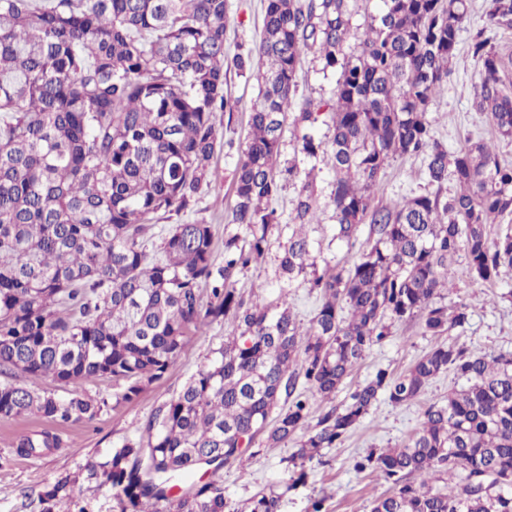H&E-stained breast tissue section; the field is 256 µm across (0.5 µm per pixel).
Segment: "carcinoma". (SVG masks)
<instances>
[{
    "mask_svg": "<svg viewBox=\"0 0 512 512\" xmlns=\"http://www.w3.org/2000/svg\"><path fill=\"white\" fill-rule=\"evenodd\" d=\"M370 0H267L264 37L233 59L256 73L258 98L236 167L232 223L215 268L211 225L175 224L150 243L158 216L193 209L214 174L216 113L224 97L227 0H0V420L38 416L91 421L107 406L72 391L12 381L22 373L69 386L110 378L130 403L161 379L191 338L229 319L231 336L182 389L155 408L139 435L86 480L112 491L118 512H280L306 483V464L342 442L383 396L418 399L451 371L465 384L429 404L409 441L358 457L354 467L390 485L371 512H512V352L439 345L403 374L378 368L347 404L314 415L351 370L399 323L421 316L439 336L468 322V305L442 303L448 262L464 252L474 281L512 271V165L493 145L448 150L429 118L448 83L470 0H377L348 45L352 19ZM485 26L468 43L481 68L477 111L512 140V51L485 35L512 29V0H484ZM317 48L337 75L334 130L326 151L312 133L322 104L291 111L298 70ZM292 120L297 150L323 155L334 173V238L350 242L369 225V250L349 267L318 269L305 228L316 199L302 188L280 269L288 281L311 272L323 302L307 328L277 297L247 302L236 272L259 263L280 224L269 201L279 190L280 139ZM425 155L433 192L394 207L374 204L391 161ZM452 196L442 194L448 180ZM296 442L281 490L239 505L217 473L255 453L258 435ZM56 434H23L21 457L61 447ZM200 470L205 482L186 483ZM461 474L446 493L433 472ZM77 478L62 474L37 497L36 512H84Z\"/></svg>",
    "mask_w": 512,
    "mask_h": 512,
    "instance_id": "carcinoma-1",
    "label": "carcinoma"
}]
</instances>
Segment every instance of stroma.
Listing matches in <instances>:
<instances>
[{
  "mask_svg": "<svg viewBox=\"0 0 512 512\" xmlns=\"http://www.w3.org/2000/svg\"><path fill=\"white\" fill-rule=\"evenodd\" d=\"M264 0H227V29L224 52V94L232 108L218 116L219 138L214 158L215 175L205 185L195 212L170 214L162 226L187 224L195 216H204L213 226V259L216 266L224 264V238L238 233L232 222L235 202L232 179L234 170L246 148L249 112L258 94V83L252 73L236 70L235 55L259 44L263 37ZM447 86L435 98L431 118L436 137L449 149L461 147L466 140H482L495 144L501 161L512 163V141L497 139L486 113L476 111L471 90L480 80V67L467 52V43H460ZM336 77L323 74L315 54H308L299 72L295 105L305 102H326L333 98ZM297 132L285 125L281 142V160L293 164L296 176L281 180L280 190L270 202L282 223L289 222L303 185H310L318 201L319 221L307 229L319 263L336 265L355 260L368 247L369 227L361 225L353 246L339 244L332 238L335 223L330 202L332 176L321 159H310L297 153ZM426 164L420 157L399 158L390 163L384 177V190L376 195L378 205L394 206L428 191ZM270 250L264 261L238 272L235 287L245 298L264 295L275 298L285 295L302 323H309L322 299L313 290L306 276L285 282L279 276L280 246L288 239L287 231L273 227L269 234ZM466 260L456 257L448 266L450 288L446 303L465 302L469 306V322L440 336L423 334L419 320L394 328L382 344L374 346L337 392L335 404L347 402L349 394L383 367L399 374L418 358L440 344L457 343L492 354L512 352V279L482 283L470 281L465 274ZM236 325L228 320L213 322L204 333L191 339L181 356L171 364L158 381L146 385L132 403L112 405L115 392L112 380L104 378L82 384L81 389L97 399H108L109 405L93 420L58 425L37 416L0 421V512H32L30 503L39 491L57 474L82 473L86 464L104 460L112 448L118 447L143 426L154 409L179 392L187 379L205 363L212 351L225 339L237 335ZM453 373L440 374L427 386L417 400L391 405L379 400L355 430L336 447L325 449L323 464H310L305 486L288 494L281 512H305L310 499L324 498L326 512H370L375 499L386 496L390 486L380 477L359 473L353 468L357 456L379 448H395L405 444L418 427L425 407L447 398L456 387ZM35 431L58 434L61 448L41 457L21 458L14 454L11 442L16 435ZM256 458H243L224 466L221 478L224 492L242 503L267 485L282 482L286 476V460L293 453V444L269 446L257 441Z\"/></svg>",
  "mask_w": 512,
  "mask_h": 512,
  "instance_id": "35a3bbf8",
  "label": "stroma"
}]
</instances>
